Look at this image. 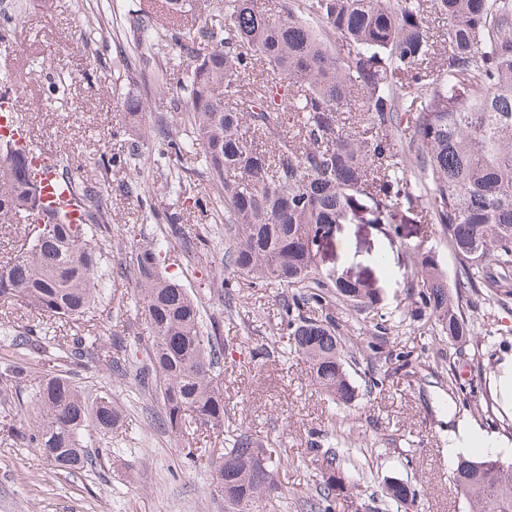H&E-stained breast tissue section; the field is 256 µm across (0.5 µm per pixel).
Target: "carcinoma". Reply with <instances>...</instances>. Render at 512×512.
Wrapping results in <instances>:
<instances>
[{
  "label": "carcinoma",
  "instance_id": "obj_1",
  "mask_svg": "<svg viewBox=\"0 0 512 512\" xmlns=\"http://www.w3.org/2000/svg\"><path fill=\"white\" fill-rule=\"evenodd\" d=\"M448 20L445 61L424 78L419 65L431 54L421 0H287L273 16L257 0H216L217 28L188 26L189 0H106L87 18L94 37L103 21L125 23L148 71L123 64L132 86L164 84L168 70L184 66L169 103L183 115L176 135L165 118L148 129L168 163L170 192L188 175L210 184L197 200L211 212L210 232L187 237L180 214L149 207L163 221L152 236L132 225L124 272L132 282L127 305L142 326L129 336L96 333L49 336L37 323L27 334L0 323V399L13 398L14 382L27 376L30 358L50 362L23 423L12 436L36 448L55 470L71 473L88 463L85 436L92 427L110 434L123 426V411L104 389L85 391L61 365L82 366L115 352L111 372L129 375L127 356L142 351L135 371L141 389L156 396L166 428L178 434L224 426V397L214 385L224 372L226 346L219 323L204 317V300L217 298L232 312L245 288H277L281 334L289 352L309 364L312 381L335 405L355 400L351 371L366 365L365 383L375 388L404 371L415 374L409 354L388 347L396 325L379 311L378 296L357 281L321 268L318 240L335 224H408L420 214L441 226L459 264L461 283L451 289L436 252L411 250L413 289L406 316L431 319L438 340L452 347L469 341L474 327L462 300L495 304L512 296V0H434ZM28 0L0 6V40L23 22ZM341 42L346 52L338 53ZM261 66L274 77L249 92L243 81ZM361 99L353 131L340 114ZM288 99L296 134L285 130ZM129 122L146 121L141 93L126 94ZM402 136L406 148L396 147ZM194 160L193 167L183 160ZM102 157L55 160L54 171L77 196L81 224L45 213L34 171L19 152L0 144V223L26 224L30 239L0 264V303L25 300L42 317L68 323L108 298L112 270L100 241L109 210L83 173ZM114 165L132 172L124 192L146 203L154 186L141 178V153L132 149ZM192 254L214 240L224 244L223 278L196 291L166 275L172 240ZM371 320L379 342L364 346L355 326ZM254 366L281 356L275 344L250 352ZM340 427L324 426L321 479L308 492L309 512H332L349 490L354 449L332 439ZM468 512H512V463L492 454L458 459L451 476ZM224 512H252L257 503L278 512L279 486L272 450L246 429L225 439L211 474ZM409 482L385 480L381 512L417 499Z\"/></svg>",
  "mask_w": 512,
  "mask_h": 512
}]
</instances>
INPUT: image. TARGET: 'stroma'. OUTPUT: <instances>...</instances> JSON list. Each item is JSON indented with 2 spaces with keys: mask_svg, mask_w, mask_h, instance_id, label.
Wrapping results in <instances>:
<instances>
[{
  "mask_svg": "<svg viewBox=\"0 0 512 512\" xmlns=\"http://www.w3.org/2000/svg\"><path fill=\"white\" fill-rule=\"evenodd\" d=\"M97 0H35L24 22L9 41L0 43V71L15 74L13 90L17 111L30 129L35 144L51 155L77 158L104 155L112 158L138 145L145 159L143 175L158 180V154L151 139H132L125 133L124 87L116 83L114 62L131 54L132 45L121 29L106 27L93 42L82 33L81 7ZM72 79L69 94L47 103L53 76ZM125 172L101 167L88 175L89 186L109 192L111 226L143 224L146 206L121 189ZM204 182L191 179L180 198L157 188L150 203L182 216V229L191 236L202 232L210 217L196 208L207 194ZM145 232L153 225L143 224ZM435 249L438 260L456 283L458 268L439 225L429 220L401 225L392 234L371 224L337 225L318 257L322 268L360 278L380 297L383 311L400 321L395 348L415 358L414 376L396 375L383 386L360 392L352 406L335 407L311 381L301 358L291 356L253 368L249 349L269 342L278 328L275 289H248L232 314L218 301L206 304L229 344L219 388L224 396V431L248 429L277 452V479L288 502L287 512H307L305 498L320 478V465L311 448L320 428L336 419L345 444L363 449L358 464L364 476L347 496L337 500L333 512H377L383 481L395 476L416 485L415 503L399 512H468L450 475L455 460L448 439L457 424L482 434L496 454L512 460V408L498 385L504 360L512 358V298L481 306L474 335L454 354L459 384L474 387L472 395L457 392L440 369L442 347L432 322L405 319L411 280L408 250ZM126 245L120 236L109 237L104 260L115 270L112 299L97 306L93 321L75 320L65 332L83 333L95 325L101 335L122 332L132 323L121 302L133 293L129 277L119 275ZM222 247L186 255L173 248L166 271L196 289L218 278ZM88 389L111 388L129 422L126 433L113 438L91 432V464L77 476L56 471L39 451L0 432V512H224V501L210 485V458L220 455L223 436H210L203 445L208 455L189 449L161 422L159 401L141 393L133 377L111 374L106 360L88 363L82 372Z\"/></svg>",
  "mask_w": 512,
  "mask_h": 512,
  "instance_id": "stroma-1",
  "label": "stroma"
}]
</instances>
